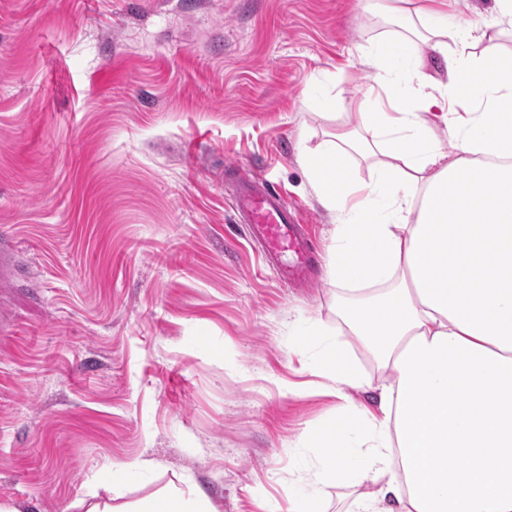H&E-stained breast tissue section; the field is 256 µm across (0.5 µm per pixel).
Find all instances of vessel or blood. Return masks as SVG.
Instances as JSON below:
<instances>
[{"mask_svg": "<svg viewBox=\"0 0 512 512\" xmlns=\"http://www.w3.org/2000/svg\"><path fill=\"white\" fill-rule=\"evenodd\" d=\"M236 209L247 226L250 238L259 245L279 279L304 274L310 266L312 243L297 220L296 213L282 195L266 184L242 187ZM293 252L298 262L294 269L282 267L280 258Z\"/></svg>", "mask_w": 512, "mask_h": 512, "instance_id": "obj_1", "label": "vessel or blood"}]
</instances>
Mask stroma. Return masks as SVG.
<instances>
[{
  "label": "stroma",
  "instance_id": "stroma-1",
  "mask_svg": "<svg viewBox=\"0 0 512 512\" xmlns=\"http://www.w3.org/2000/svg\"><path fill=\"white\" fill-rule=\"evenodd\" d=\"M444 7L512 52L495 0ZM400 32L365 0H0V503L83 512L98 470L146 457L126 501L188 479L218 512H353L367 484L311 480L307 427L339 409L293 338L346 348L357 405L386 376L340 332L335 217L298 155L358 124L360 55ZM242 180L299 205L308 287L265 266Z\"/></svg>",
  "mask_w": 512,
  "mask_h": 512
}]
</instances>
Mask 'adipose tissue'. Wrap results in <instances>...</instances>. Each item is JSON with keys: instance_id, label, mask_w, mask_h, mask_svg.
I'll return each instance as SVG.
<instances>
[{"instance_id": "obj_1", "label": "adipose tissue", "mask_w": 512, "mask_h": 512, "mask_svg": "<svg viewBox=\"0 0 512 512\" xmlns=\"http://www.w3.org/2000/svg\"><path fill=\"white\" fill-rule=\"evenodd\" d=\"M370 4L407 32L364 54L372 106L360 128L337 127L298 161L336 215L328 275L352 290L336 317L392 379L377 410L356 409L344 346L315 322L298 334L342 402V421L307 429L341 447L314 479L366 481L357 512H512V54H476L497 37L481 20L452 23L413 0ZM423 45L443 56L452 92L426 73ZM359 159L369 180L352 175ZM151 467L100 470L111 496L91 492L80 507L217 512L190 484L123 502Z\"/></svg>"}]
</instances>
